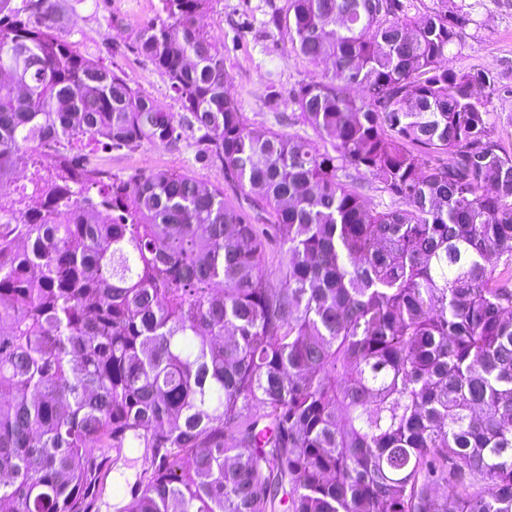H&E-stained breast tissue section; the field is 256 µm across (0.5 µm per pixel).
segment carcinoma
<instances>
[{"label":"carcinoma","instance_id":"carcinoma-1","mask_svg":"<svg viewBox=\"0 0 512 512\" xmlns=\"http://www.w3.org/2000/svg\"><path fill=\"white\" fill-rule=\"evenodd\" d=\"M81 2L0 0V505L92 512L109 453L149 448L123 512H512V148L494 76L444 65L470 13L287 0L331 64L292 94L311 138L226 94L213 0L135 34L180 114L59 33ZM188 136L271 223L75 151ZM351 173L353 177L356 178V182L365 186L364 192L369 197L374 207L381 210L390 205L389 195L381 191V189L378 188L379 186L372 182L367 175H364L362 172L358 173L355 170H351Z\"/></svg>","mask_w":512,"mask_h":512}]
</instances>
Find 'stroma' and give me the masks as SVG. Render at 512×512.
I'll return each mask as SVG.
<instances>
[{"instance_id":"35a3bbf8","label":"stroma","mask_w":512,"mask_h":512,"mask_svg":"<svg viewBox=\"0 0 512 512\" xmlns=\"http://www.w3.org/2000/svg\"><path fill=\"white\" fill-rule=\"evenodd\" d=\"M469 6L472 20L464 28L461 44L455 46L447 65L453 69L484 70L495 76L501 89L494 97L493 111L499 115L497 132L506 146H512V0H455ZM159 0H82L61 31L81 54L121 72L128 83L153 100L164 103L168 112L181 106L166 76L131 49L139 24L154 16ZM287 0H216L209 10L208 31L224 46V67L229 75V95L236 100L251 126L279 132L310 135L311 130L295 120L291 102L293 90L325 73L291 48L288 29L275 26L270 18L285 13ZM280 93L270 100V90ZM98 161L104 169L123 177L157 169L187 171L201 182L224 187L230 201L240 199L237 185L227 181L217 166L197 162L191 140L178 145H146L124 154L101 151ZM144 451L131 448L113 464L104 481L96 512H118L122 502L118 489L139 478Z\"/></svg>"}]
</instances>
